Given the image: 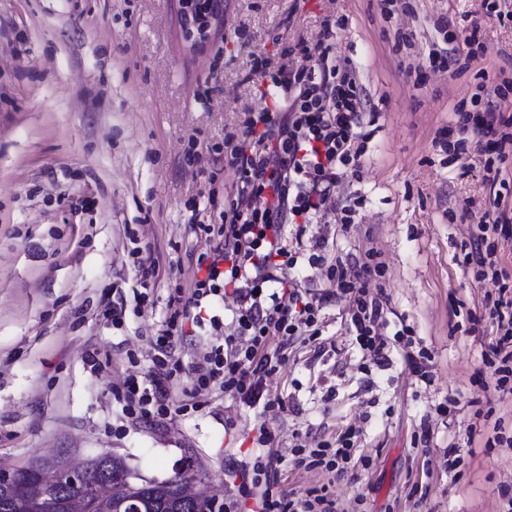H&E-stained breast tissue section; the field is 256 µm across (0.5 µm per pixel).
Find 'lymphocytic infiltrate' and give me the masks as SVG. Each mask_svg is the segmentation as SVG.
<instances>
[{
    "instance_id": "lymphocytic-infiltrate-1",
    "label": "lymphocytic infiltrate",
    "mask_w": 512,
    "mask_h": 512,
    "mask_svg": "<svg viewBox=\"0 0 512 512\" xmlns=\"http://www.w3.org/2000/svg\"><path fill=\"white\" fill-rule=\"evenodd\" d=\"M331 32V20H324L316 42L301 49L305 65L283 67L272 76L270 105L249 118L227 154L238 176L235 192L226 196L230 221L203 225L209 243L198 260L203 274L189 289L176 290L168 298L166 327L156 339L163 359L151 375L124 383L126 400L138 406L142 418L170 415L174 400L164 358L186 337L187 327L207 322L215 327L226 324L228 332L223 342L212 344L199 357L195 390L216 388L261 414L276 411L282 401L267 393V380L285 364L289 346L322 335V312L331 305L341 306L345 333L363 359L379 364L392 349H399L417 382L433 383L431 357L414 351L412 329L405 326L390 336L382 332L387 323L384 293L369 289L382 268L378 252L370 249L349 260L329 255L327 241L307 236L309 226L324 218L331 191L347 176L348 165L359 160L355 141L367 116L352 79L328 84L323 72L309 64L313 57L327 60ZM511 126V117L487 107L457 122L455 144L461 147L484 135L491 137V149L498 153L512 142L507 132ZM483 172L489 205L471 227L464 263L475 268V282L499 284L496 293L484 295L479 310L480 319L497 328L485 358L492 379L479 386L504 392L512 386V287L504 283L507 272L497 245L512 240V211L502 206L499 170L492 160H485ZM313 276L325 280L324 289L306 287V279ZM211 301L225 303L226 321L205 318ZM365 441L363 426L351 423L334 440L294 443L293 465L341 478L356 465H369V458L359 455ZM278 445L275 431L256 426L230 508L336 512L335 499L319 490L297 493L281 486V458L274 453Z\"/></svg>"
}]
</instances>
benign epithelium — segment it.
I'll return each mask as SVG.
<instances>
[{
  "instance_id": "7a95c632",
  "label": "benign epithelium",
  "mask_w": 512,
  "mask_h": 512,
  "mask_svg": "<svg viewBox=\"0 0 512 512\" xmlns=\"http://www.w3.org/2000/svg\"><path fill=\"white\" fill-rule=\"evenodd\" d=\"M180 7L188 37L197 43L206 42L212 22L221 16L219 4L216 0H180ZM56 478L59 483L77 490L92 482L95 484L94 497L78 493L61 505L45 487L20 477L19 469L0 468V487L16 497L42 501L44 512H57L61 506L66 512H129L130 503L138 501L139 487L154 484L152 480L139 481L133 477L127 484L115 486L101 479L98 469L89 460L67 463L57 471ZM200 482L197 476L180 482L179 497L187 502L206 504L212 512H224V502L218 496L197 489Z\"/></svg>"
}]
</instances>
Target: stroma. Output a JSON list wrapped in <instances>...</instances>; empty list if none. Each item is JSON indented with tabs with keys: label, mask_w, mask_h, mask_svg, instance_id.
<instances>
[{
	"label": "stroma",
	"mask_w": 512,
	"mask_h": 512,
	"mask_svg": "<svg viewBox=\"0 0 512 512\" xmlns=\"http://www.w3.org/2000/svg\"><path fill=\"white\" fill-rule=\"evenodd\" d=\"M327 18L336 71L353 73L377 119L358 174L311 231L344 256L379 252L388 321L412 328L434 383L416 385L395 351L364 362L340 307L325 308L321 339L295 343L269 379L284 408L266 422L284 457L295 434L319 441L363 422L373 464L339 479L284 460L278 478L289 491L325 488L345 512H497L512 450L467 433L495 335L468 314L493 285L461 264L488 189L475 146L445 152L433 140L456 111L512 112V0H224L201 45L179 0H0V466L110 453L161 481L191 463L231 501L238 445L224 429L249 433L254 410L205 391L197 409L159 423L123 413L117 397L126 376L156 367L168 296L190 287L207 248L195 225L224 221L237 182L225 135L262 111L259 86L301 65L294 46ZM435 51L442 61L430 62ZM347 205L358 210L348 233ZM138 241L159 261L140 306ZM107 302L123 305L122 326L102 315ZM213 340L205 326L176 343L174 400ZM449 398L448 419L428 416ZM452 444L455 475L442 465Z\"/></svg>",
	"instance_id": "stroma-1"
}]
</instances>
